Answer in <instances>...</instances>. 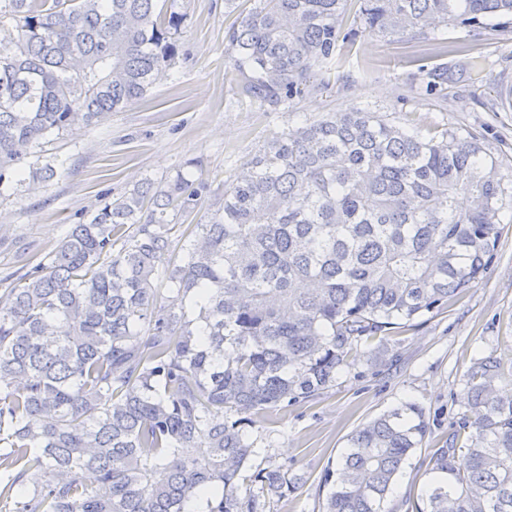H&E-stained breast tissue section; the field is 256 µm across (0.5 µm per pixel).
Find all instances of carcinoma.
<instances>
[{"instance_id": "1", "label": "carcinoma", "mask_w": 512, "mask_h": 512, "mask_svg": "<svg viewBox=\"0 0 512 512\" xmlns=\"http://www.w3.org/2000/svg\"><path fill=\"white\" fill-rule=\"evenodd\" d=\"M248 2L225 40L237 100L266 112L361 25L446 56L460 47L437 27L512 18V0ZM174 28L159 0H0V194L30 146L144 99ZM429 77L434 95L453 72ZM507 206L477 136L359 109L283 130L222 189L141 180L0 291V504L190 512L208 496L209 512H266L296 482L252 471V417L333 388L363 351L385 361L391 336L452 306L494 262ZM466 377L468 412L406 512H512V369L482 357ZM429 433L413 402L356 429L324 470L323 512H396Z\"/></svg>"}]
</instances>
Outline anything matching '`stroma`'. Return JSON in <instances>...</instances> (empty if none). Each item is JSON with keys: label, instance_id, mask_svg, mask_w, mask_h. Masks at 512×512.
Segmentation results:
<instances>
[{"label": "stroma", "instance_id": "1", "mask_svg": "<svg viewBox=\"0 0 512 512\" xmlns=\"http://www.w3.org/2000/svg\"><path fill=\"white\" fill-rule=\"evenodd\" d=\"M162 6L177 19L178 54L146 97L102 123L50 137L19 163L22 184L0 196L1 281L18 272L19 257L36 262L58 248L77 214L135 182H164L195 158L204 161V178L231 182L262 144L328 112L358 108L426 135L474 134L512 188V111L490 109L500 87H512V32L471 35L448 26L446 37L463 47L444 60L453 79L438 96L409 89L442 61L424 40L363 32L338 50L331 71L314 70L308 89L282 114L236 102L224 40L234 15L224 0H163ZM46 164L54 166V178L32 184V169ZM388 349L387 365L372 366L359 355L333 389L287 414L255 416L247 428L261 449L254 468L283 465L301 480L295 492L271 497L268 512H322L324 468L360 425L402 402L419 403L435 418L434 437L448 438L467 412L462 393L473 359L492 356L512 367L511 208L502 213L497 258L483 279L452 307L393 336ZM430 456L427 444L414 451L392 501L420 496Z\"/></svg>", "mask_w": 512, "mask_h": 512}]
</instances>
